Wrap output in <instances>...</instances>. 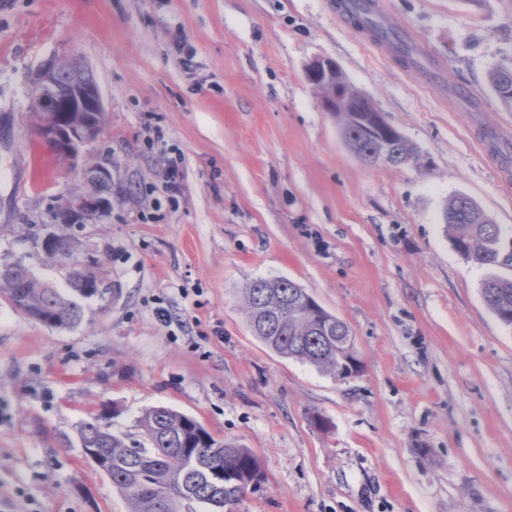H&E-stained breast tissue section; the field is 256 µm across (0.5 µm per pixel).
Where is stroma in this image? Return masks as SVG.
Returning <instances> with one entry per match:
<instances>
[{"label":"stroma","instance_id":"1","mask_svg":"<svg viewBox=\"0 0 512 512\" xmlns=\"http://www.w3.org/2000/svg\"><path fill=\"white\" fill-rule=\"evenodd\" d=\"M381 3L438 84L382 54L336 0H0V265L66 282L31 245L82 191L31 125L27 86L46 60L93 71L107 123L87 157L112 166L111 211L67 229L108 287L83 321L49 327L0 297V512H127L77 428L106 407L133 442L155 406L256 454L265 480L238 512H512V327L441 217L452 194L474 199L512 278V176L479 145L485 127L512 130L486 83L512 64V0ZM320 57L426 167L346 148L305 77ZM259 277L295 281L346 322L360 374L339 382L258 341L242 290ZM168 154H171V156L166 157L164 179L166 183L165 187L171 193L167 197V201L171 206H173L177 203L176 194L178 193V180L181 173L182 155L177 149H171Z\"/></svg>","mask_w":512,"mask_h":512}]
</instances>
